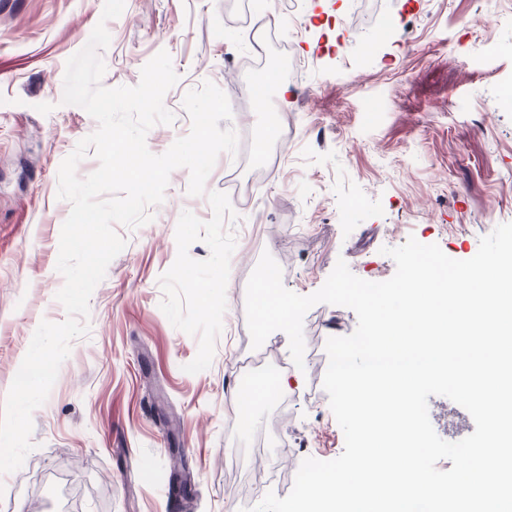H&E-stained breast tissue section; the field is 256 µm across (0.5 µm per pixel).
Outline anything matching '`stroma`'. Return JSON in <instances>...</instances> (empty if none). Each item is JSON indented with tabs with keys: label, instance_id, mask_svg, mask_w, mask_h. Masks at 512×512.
I'll list each match as a JSON object with an SVG mask.
<instances>
[{
	"label": "stroma",
	"instance_id": "1",
	"mask_svg": "<svg viewBox=\"0 0 512 512\" xmlns=\"http://www.w3.org/2000/svg\"><path fill=\"white\" fill-rule=\"evenodd\" d=\"M292 2L126 0L105 22L104 0H0V406L40 322L67 317L56 260L71 206L57 197L58 171L97 123L63 104V80L96 24L111 36L104 87L136 85L154 55L171 57L179 81L164 105L175 121L150 129V152L188 135L183 98L207 80L231 105L220 128L240 141L203 195L174 169L152 221L116 225L126 246L91 295L88 336L32 415L34 450L0 475V512H237L270 491L285 497L302 460L344 450L321 380L327 339L353 333L357 317L313 306L303 368L228 431L251 344L246 284L262 254L287 289L309 295L337 260L380 282L396 269L384 248L413 237L468 260L512 222V0H302L299 19ZM259 27L299 61L292 77L272 75L293 91L288 106L247 95L258 81L248 32ZM259 177L263 193L241 203L238 185ZM211 192L230 198L236 248L213 361L190 374L199 343L161 310L159 279L176 259L181 213L210 219ZM428 410L444 440L475 430L446 397H429ZM264 452L281 453L279 481L263 475Z\"/></svg>",
	"mask_w": 512,
	"mask_h": 512
}]
</instances>
